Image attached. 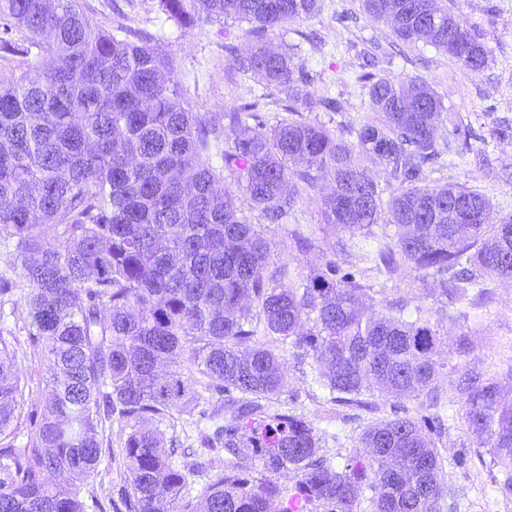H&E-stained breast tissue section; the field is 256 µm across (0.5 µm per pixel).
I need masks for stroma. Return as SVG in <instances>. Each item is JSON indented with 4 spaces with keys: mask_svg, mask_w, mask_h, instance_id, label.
Listing matches in <instances>:
<instances>
[{
    "mask_svg": "<svg viewBox=\"0 0 512 512\" xmlns=\"http://www.w3.org/2000/svg\"><path fill=\"white\" fill-rule=\"evenodd\" d=\"M84 15L97 28L115 30L118 25L152 33L156 45L172 65L173 79L197 111L223 124L227 112L257 105L266 127H273L286 114L288 99L254 73L240 68L254 36L247 22L233 18H201L192 25L170 20L160 0H83ZM439 7L462 16L472 33L485 46L489 60L480 71L462 70L448 53L419 42L398 40L391 27L370 18L361 0H319L317 13L288 23L266 39L274 48L295 46L297 64L309 74L304 93L316 105L310 119L335 129L345 122L375 119L359 80L366 60H373L379 74L396 80L420 78L441 97L447 111L459 115L469 136L462 156L447 158L442 167L429 172L427 186L456 184L479 190L490 201L497 217L512 216V0H437ZM343 101L336 114L318 107L323 97ZM236 204L267 240L272 262L288 264L301 275L334 262L341 272H351L373 298V310L385 312L391 302L408 309L423 308L431 319L440 320L448 346L467 337L470 351L453 355L439 389L447 396L448 421L439 439L446 448V480L450 488L441 502V512H512V498L503 497L496 484L497 471L490 457L461 424L463 403L456 386L465 373L488 370L499 373L506 398H512V280L487 281L488 299L473 319H444L438 279L427 271L402 266L390 279L365 272L358 257L334 250L340 233L325 224L319 190H300L287 223H271L254 210L246 196ZM26 312L22 302L0 307V330L9 332L17 370L25 381V403L20 420L39 411L47 394L44 357L24 330ZM285 387L271 408H287L310 421L324 434V452L334 463H344L359 453L358 437L371 421L403 411L417 417L427 414L426 397L396 400L367 393L371 409L324 401L311 373V359L286 349ZM223 403L215 393L204 391L192 413L179 417L175 441L165 450L173 461L190 470L191 497L203 494L216 474L227 469L232 456L221 447L208 448L195 428L204 414ZM112 443L104 450L87 490L105 512H128V476L119 453L125 439V424L112 418L105 426Z\"/></svg>",
    "mask_w": 512,
    "mask_h": 512,
    "instance_id": "stroma-1",
    "label": "stroma"
}]
</instances>
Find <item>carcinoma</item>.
<instances>
[{"label":"carcinoma","mask_w":512,"mask_h":512,"mask_svg":"<svg viewBox=\"0 0 512 512\" xmlns=\"http://www.w3.org/2000/svg\"><path fill=\"white\" fill-rule=\"evenodd\" d=\"M187 25L205 16L241 19L256 42L243 66L288 94V116L268 134L256 105L224 118L233 142L209 163L220 131L194 111L168 59L146 32L95 29L82 0H0V53L24 72L0 70V244L21 266L0 273V298L24 288L28 336L47 362L49 396L18 446L23 387L0 330V512H86L83 490L102 454L106 421L124 420L122 448L131 512H441L448 492L437 414L382 418L359 436L367 449L341 468L312 424L261 404L281 394L286 360L259 331L310 357L334 401L362 403L374 383L388 398L425 394L441 404L439 323L404 307L365 314L369 296L351 272L327 264L295 280L268 262L263 235L237 209L236 193L272 220L287 215L297 180L333 188L323 197L337 244L380 274L406 263L440 277L454 306L483 299L484 278L512 279V220L495 222L489 200L459 185L420 186L464 133L421 79L361 76L378 118L339 132L306 119L309 74L267 32L318 10V0H162ZM405 43H429L463 70L488 54L460 17L436 0H362ZM53 66L35 79L45 56ZM255 121L250 125L246 118ZM448 122V143L438 124ZM382 166L373 177L370 166ZM395 227L377 236L373 227ZM224 397L215 439L241 464L188 497L189 469L162 452L196 387ZM462 419L512 496V401L496 376L460 386ZM291 470L280 486L255 476ZM55 473L59 482H48ZM368 508H362L363 503Z\"/></svg>","instance_id":"cac0c4a2"}]
</instances>
